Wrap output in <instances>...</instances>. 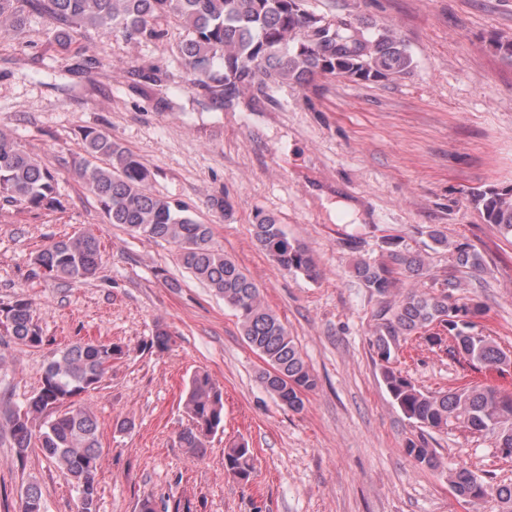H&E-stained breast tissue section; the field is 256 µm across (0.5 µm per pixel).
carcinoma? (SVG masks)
<instances>
[{
    "instance_id": "obj_1",
    "label": "carcinoma",
    "mask_w": 512,
    "mask_h": 512,
    "mask_svg": "<svg viewBox=\"0 0 512 512\" xmlns=\"http://www.w3.org/2000/svg\"><path fill=\"white\" fill-rule=\"evenodd\" d=\"M34 18H45L63 42L70 32L95 29L119 33L131 44L166 40L171 26L183 31L179 57L191 84L226 108L254 91L274 86L308 85L317 76L353 81L388 79L408 73L413 57L391 28L362 32L339 26L309 9L308 0H0V32L21 37ZM84 157L78 171L109 223L132 235L173 244L182 266L224 298L238 318L242 335L264 363L259 379L281 406L305 408L306 395L318 379L278 316L264 305L260 290L224 250L214 247L212 228L186 204L156 193L153 172L134 152L108 132H83ZM57 177L15 139L0 132V202L28 209H59ZM484 220L512 241V187L488 186L471 193ZM257 246L283 271L315 280L318 265L309 247L288 236L278 221L261 211L255 216ZM457 267L483 269L480 253L466 243L454 246ZM33 274L64 283L92 278L102 269L100 245L88 233L53 239L33 258ZM426 258L419 253L389 252L381 262L361 260L354 272L363 288L380 298L373 314L371 347L380 361L383 382L404 416L418 428L450 425L494 438L495 448L512 458V390L491 381L512 371V354L482 330L473 318L484 314L472 299L457 298L460 282L446 278L432 291L409 290L394 297L396 275L421 277ZM418 336L445 348L461 366L463 383L444 391L416 386L396 367L402 343ZM40 348L44 336L32 301L24 296L0 304V342ZM168 332L158 326L145 343L157 352L169 348ZM128 354L119 343L77 341L55 353L41 374L37 392L23 405L0 404V432H8L22 461L31 448L51 460L77 492V512H96L101 442L98 421L80 396L98 389L112 364ZM184 409L189 426L179 439L187 453L204 455L209 438L224 427V392L205 371L187 383ZM42 419L39 430L32 422ZM404 451L419 466L437 469L440 462L425 441L406 442ZM253 454L245 442L224 449V472L249 481ZM448 485L472 512H483L493 499L499 512H512V484H495L468 468L448 470ZM40 488L30 483L20 512H40Z\"/></svg>"
}]
</instances>
